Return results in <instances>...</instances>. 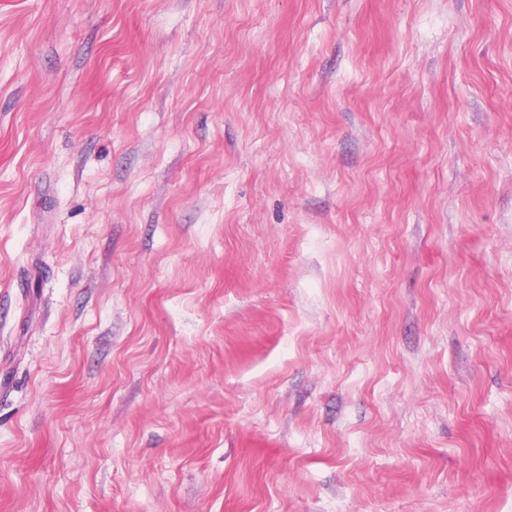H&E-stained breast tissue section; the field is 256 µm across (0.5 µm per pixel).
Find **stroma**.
Returning <instances> with one entry per match:
<instances>
[{
  "mask_svg": "<svg viewBox=\"0 0 512 512\" xmlns=\"http://www.w3.org/2000/svg\"><path fill=\"white\" fill-rule=\"evenodd\" d=\"M0 512H512V0H0Z\"/></svg>",
  "mask_w": 512,
  "mask_h": 512,
  "instance_id": "35a3bbf8",
  "label": "stroma"
}]
</instances>
